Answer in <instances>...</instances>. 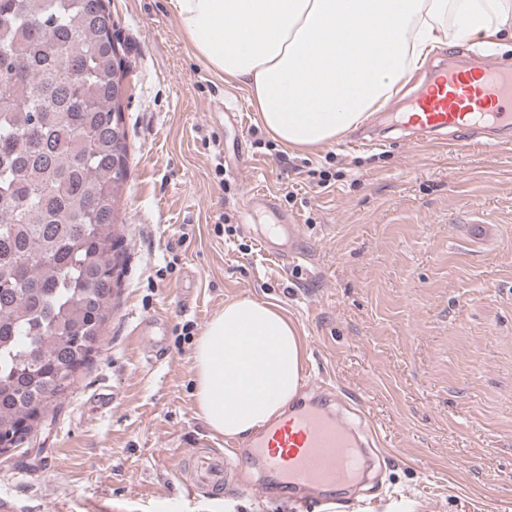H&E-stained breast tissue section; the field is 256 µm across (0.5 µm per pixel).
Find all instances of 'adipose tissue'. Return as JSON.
I'll return each mask as SVG.
<instances>
[{
  "label": "adipose tissue",
  "instance_id": "obj_1",
  "mask_svg": "<svg viewBox=\"0 0 512 512\" xmlns=\"http://www.w3.org/2000/svg\"><path fill=\"white\" fill-rule=\"evenodd\" d=\"M170 3L193 52L217 77L244 84L265 130L298 150L358 127L448 38L483 45L512 30V0ZM304 359L281 306L226 303L195 347L197 410L214 433L250 436L297 395Z\"/></svg>",
  "mask_w": 512,
  "mask_h": 512
}]
</instances>
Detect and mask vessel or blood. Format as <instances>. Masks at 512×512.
Wrapping results in <instances>:
<instances>
[{
	"mask_svg": "<svg viewBox=\"0 0 512 512\" xmlns=\"http://www.w3.org/2000/svg\"><path fill=\"white\" fill-rule=\"evenodd\" d=\"M408 126L429 133L435 143L455 144L473 125L483 146L498 147L512 133V69L495 62L469 61L432 67L405 116ZM225 447H248L268 478L285 486L330 493L357 483L362 475L358 431L342 417L315 405L270 423L250 441L230 437ZM224 459H198L189 473L193 485L223 487Z\"/></svg>",
	"mask_w": 512,
	"mask_h": 512,
	"instance_id": "vessel-or-blood-1",
	"label": "vessel or blood"
}]
</instances>
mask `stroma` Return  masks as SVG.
Wrapping results in <instances>:
<instances>
[{"label": "stroma", "instance_id": "1", "mask_svg": "<svg viewBox=\"0 0 512 512\" xmlns=\"http://www.w3.org/2000/svg\"><path fill=\"white\" fill-rule=\"evenodd\" d=\"M109 9L131 97L117 295L70 395L0 455V496L14 512H512V141L267 146L248 90L192 52L169 0ZM255 187L273 206L249 218ZM277 224L298 225L278 246L303 259L261 245ZM245 296L298 324L301 390L378 434L365 487L267 495L244 461L223 494L186 489L183 457L224 449L195 405V346Z\"/></svg>", "mask_w": 512, "mask_h": 512}]
</instances>
